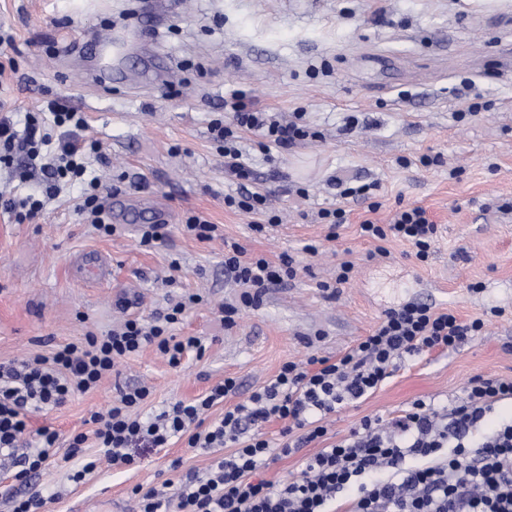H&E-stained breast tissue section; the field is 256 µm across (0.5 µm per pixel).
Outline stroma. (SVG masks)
<instances>
[{"instance_id": "stroma-1", "label": "stroma", "mask_w": 512, "mask_h": 512, "mask_svg": "<svg viewBox=\"0 0 512 512\" xmlns=\"http://www.w3.org/2000/svg\"><path fill=\"white\" fill-rule=\"evenodd\" d=\"M129 38L131 50L102 71L96 36ZM0 101L18 123L67 99L84 113L100 149L92 175L112 185L106 200L113 234L75 210L82 185L65 189L32 224L0 212V363L111 329L118 298L130 315L163 311L185 292L202 295L174 336L201 340L202 357L168 366L154 349L132 355L97 389L29 416L28 447L38 432H58L53 462L29 480L0 478V512L11 497L39 493L48 512H130L134 486L178 487L205 471L220 448L186 441L141 453L126 468H102L72 481L79 458L70 435L90 432L91 411L112 405L119 387L152 390L145 417L192 401L225 376L237 394L207 420L247 399L289 361L336 357L407 301L482 317L486 326L454 350L404 360L373 394L331 416L329 441L366 415L390 417L419 397L446 401L478 374L512 379V0H0ZM239 91L271 112H301L321 133L282 153L269 167L254 136L241 145L255 178L281 218L255 234L252 214L226 210L224 156L210 124H229L224 99ZM478 102L479 112H468ZM435 157L423 165V156ZM377 182L376 213L341 198L336 179ZM304 188L307 199L288 193ZM426 209L437 226L427 261L391 238L386 258L362 236L364 219L386 224L403 205ZM343 207L345 224L329 228L320 208ZM217 224L214 239L185 230L189 216ZM164 224L165 239L141 243V227ZM337 238L327 241L329 231ZM300 268L291 286L269 293L225 329L221 307L240 289L224 277V244ZM319 245L309 254L307 245ZM97 254L112 265L99 280L81 268ZM354 270L336 298L319 289L337 266ZM503 308L495 317L491 308Z\"/></svg>"}]
</instances>
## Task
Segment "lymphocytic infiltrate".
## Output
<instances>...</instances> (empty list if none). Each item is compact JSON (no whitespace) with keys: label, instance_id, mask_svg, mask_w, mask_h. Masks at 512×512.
<instances>
[{"label":"lymphocytic infiltrate","instance_id":"1","mask_svg":"<svg viewBox=\"0 0 512 512\" xmlns=\"http://www.w3.org/2000/svg\"><path fill=\"white\" fill-rule=\"evenodd\" d=\"M224 104L234 113L235 127L215 122L210 131L222 144L225 174L240 186L237 194L225 195L224 204L266 215V223L253 226L260 233L279 217L270 213L265 195L246 187L254 172L236 144L235 128L258 136L270 162L276 153L318 138L319 133L304 122L302 113L286 120L246 103L238 93ZM5 109L1 103L0 164L12 165L17 154H24L21 179L36 178L44 186L40 199L0 193V209L22 224L39 217L66 179L85 175L94 144L85 136V119L66 101L49 104V134L34 119L25 131H17ZM360 229L377 241L379 256H387L383 242L394 237L410 243L421 261L429 257L437 232L420 206L397 210L386 224L365 220ZM297 273L291 256L275 263L248 256L244 246L230 244L224 252V275L242 292L237 302L223 306L225 328L235 325L241 308L259 306L271 289L286 287ZM199 301L198 295L188 294L151 321L126 318L105 334L91 333L84 341L58 346L45 355L0 363V456L15 460L19 477L40 472L59 435L41 430L40 448L19 453L28 433V412L62 406L75 394L96 389L121 362L147 347L175 370L191 354H202L198 338L179 339L170 332L186 308ZM484 326L483 318L464 320L422 301L390 308L370 334L336 359L284 363L268 384L208 424L202 419L205 411L237 392L234 377H225L204 397L176 401L148 420L133 410L150 396V388L128 386L110 408L91 412L93 433L74 435L70 453H81L92 437L104 448L109 463L120 468L134 464L133 449L164 448L180 437L191 448L225 449L224 458L205 472L188 471L176 498L154 488L133 487L138 512H512V418L491 417L497 404L512 400V380L492 375L472 377L460 398L443 405L418 398L390 419L363 417L347 437L307 457L301 471L286 481L256 476L276 454L289 455L323 441L326 419L373 393L401 360L455 348ZM274 419L286 423V440L278 451L261 433Z\"/></svg>","mask_w":512,"mask_h":512}]
</instances>
